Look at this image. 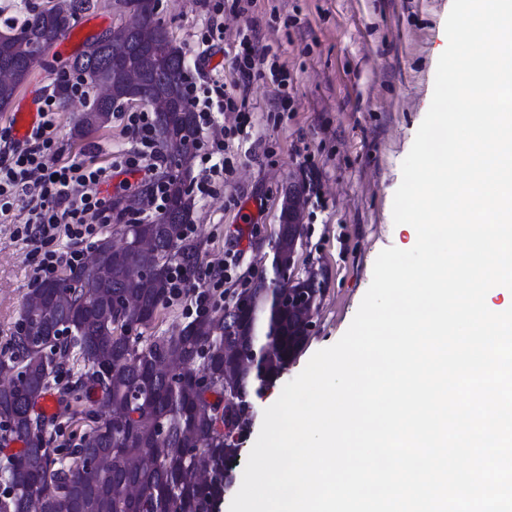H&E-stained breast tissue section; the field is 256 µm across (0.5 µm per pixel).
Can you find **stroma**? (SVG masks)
I'll return each mask as SVG.
<instances>
[{
	"instance_id": "stroma-1",
	"label": "stroma",
	"mask_w": 512,
	"mask_h": 512,
	"mask_svg": "<svg viewBox=\"0 0 512 512\" xmlns=\"http://www.w3.org/2000/svg\"><path fill=\"white\" fill-rule=\"evenodd\" d=\"M75 18L65 50L39 55L19 95L51 94L84 39L112 22L115 0H92ZM452 0H252L242 13L224 9L210 15L200 0H159V16L185 52L196 82L233 86V69L213 68L224 48L240 33L252 34L265 65L288 71V106L273 103L270 79H254L248 89L253 124L236 130V115L218 113L200 130L202 147L221 141L227 166L212 194L197 199L195 241L202 265L223 261L227 253L242 259L224 284V301L250 281L261 255L269 252L267 230L277 224L290 183L309 185L304 222L306 241L300 266L321 269L326 278L315 328L282 375L256 401L255 415L240 440L235 476H242L257 439L264 410L279 397L318 350L335 344L348 329L371 283L378 254L388 247L408 249L417 235L407 224H394L392 203L402 180V162L432 100L437 61L447 46L445 22ZM218 20L214 61H206L200 37ZM84 101L73 98L55 115L56 146L64 159L87 160L111 168V198L138 195L144 183L123 164L135 147L126 116L81 139L72 129ZM250 223H240L241 213ZM26 216L16 201L0 217V352L5 351L20 308L36 285L34 263L13 235Z\"/></svg>"
}]
</instances>
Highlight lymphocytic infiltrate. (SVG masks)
<instances>
[{
  "label": "lymphocytic infiltrate",
  "mask_w": 512,
  "mask_h": 512,
  "mask_svg": "<svg viewBox=\"0 0 512 512\" xmlns=\"http://www.w3.org/2000/svg\"><path fill=\"white\" fill-rule=\"evenodd\" d=\"M188 87L199 125L209 124L216 110L237 113L240 127L250 125L252 116L245 97L230 94L223 83L215 81L202 87L192 81ZM56 110L54 97H42L37 128L25 143H14L11 153L0 157V216L10 211L13 201L26 200L28 216L16 225L14 235L28 247L40 279L54 276L61 265L76 262L80 257L76 244L96 237L101 225L112 221V203L97 190L105 168L61 161L53 133ZM127 126L137 145L125 160L127 170L147 179L144 203L156 207L164 196V186L153 177L161 159L153 115L129 113ZM63 239L68 240L69 250H59Z\"/></svg>",
  "instance_id": "lymphocytic-infiltrate-1"
}]
</instances>
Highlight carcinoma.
Wrapping results in <instances>:
<instances>
[{"mask_svg": "<svg viewBox=\"0 0 512 512\" xmlns=\"http://www.w3.org/2000/svg\"><path fill=\"white\" fill-rule=\"evenodd\" d=\"M91 8L89 0H53L51 8L29 14L18 27L0 31V112L9 111L29 76L33 59L71 28L73 16ZM122 64H114L115 55ZM137 72L154 115L160 148L169 140L180 151L168 156L163 172L167 205L151 220L133 225L149 239L143 253L125 252L107 236L99 240L93 266L78 262L52 278L48 296L30 300L26 336L13 333L0 357V444L22 442L10 456L8 483L0 492V512H218L231 482L230 461L237 439L247 426L234 417L224 422V383L248 401L263 384H273L306 344V325L288 307L277 304L282 282L276 275L254 277L252 298L262 312L254 328L217 308L176 326L145 346L121 332L126 326L150 327L168 302L172 271L192 276L199 266L200 245L187 239L195 202L188 180L196 156V113L186 94L183 48L170 37L157 8L139 15L111 43L85 41L69 63L72 80H59L53 95L68 105L73 81L86 88L85 110L74 136L81 138L107 124L129 95L125 70ZM106 86L109 94L97 90ZM297 229H288L280 211L274 248L288 260ZM114 294H127L137 304L117 313L106 307ZM260 346L256 366L238 352ZM77 353L84 371L76 380L79 398L97 403L88 413L90 429L59 456L44 450L54 417L37 410L49 378ZM210 378L200 389L195 378ZM122 410L129 429H116L112 413ZM202 450L194 461L191 453ZM111 455V462L85 477V460ZM213 474L202 491V471Z\"/></svg>", "mask_w": 512, "mask_h": 512, "instance_id": "cac0c4a2", "label": "carcinoma"}]
</instances>
